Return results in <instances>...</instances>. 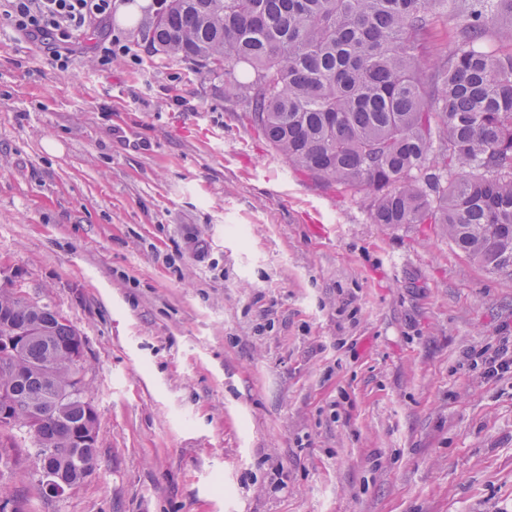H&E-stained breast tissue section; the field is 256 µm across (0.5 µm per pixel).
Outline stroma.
<instances>
[{
	"label": "stroma",
	"instance_id": "35a3bbf8",
	"mask_svg": "<svg viewBox=\"0 0 512 512\" xmlns=\"http://www.w3.org/2000/svg\"><path fill=\"white\" fill-rule=\"evenodd\" d=\"M155 16L66 71L0 17V289L79 332L98 414L63 495L0 472L11 512H512V374L466 359L512 275L288 167ZM130 51L118 36L112 37L110 33L105 39L95 44V64L99 70H109L112 68V62L118 58L130 56Z\"/></svg>",
	"mask_w": 512,
	"mask_h": 512
}]
</instances>
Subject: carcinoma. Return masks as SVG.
<instances>
[{"label": "carcinoma", "mask_w": 512, "mask_h": 512, "mask_svg": "<svg viewBox=\"0 0 512 512\" xmlns=\"http://www.w3.org/2000/svg\"><path fill=\"white\" fill-rule=\"evenodd\" d=\"M451 54L430 48L448 39ZM155 51L224 74L250 123L289 166L371 199L376 224H439L491 272L512 274V0H169L148 31ZM252 80L240 82L236 67ZM0 398L35 411L0 441L70 448L86 393L62 391L78 331L54 308L0 295ZM96 423V420L89 421ZM68 486L94 467L81 452Z\"/></svg>", "instance_id": "carcinoma-1"}]
</instances>
